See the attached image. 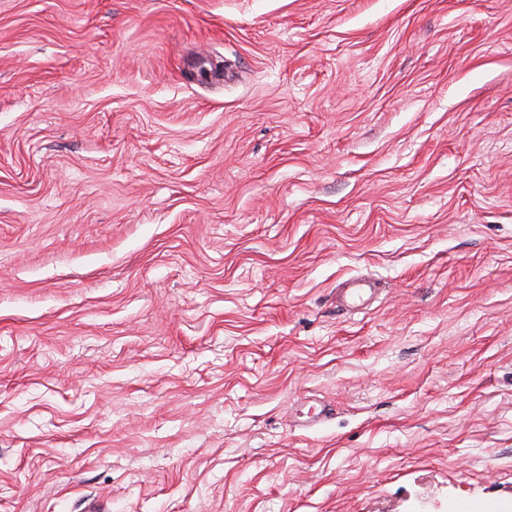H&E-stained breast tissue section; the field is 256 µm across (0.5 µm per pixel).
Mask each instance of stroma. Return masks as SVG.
I'll return each mask as SVG.
<instances>
[{"label":"stroma","instance_id":"1","mask_svg":"<svg viewBox=\"0 0 512 512\" xmlns=\"http://www.w3.org/2000/svg\"><path fill=\"white\" fill-rule=\"evenodd\" d=\"M477 502L512 0H0V512ZM376 284L366 278H355L349 280L340 294V305L347 310L360 309L376 293Z\"/></svg>","mask_w":512,"mask_h":512}]
</instances>
